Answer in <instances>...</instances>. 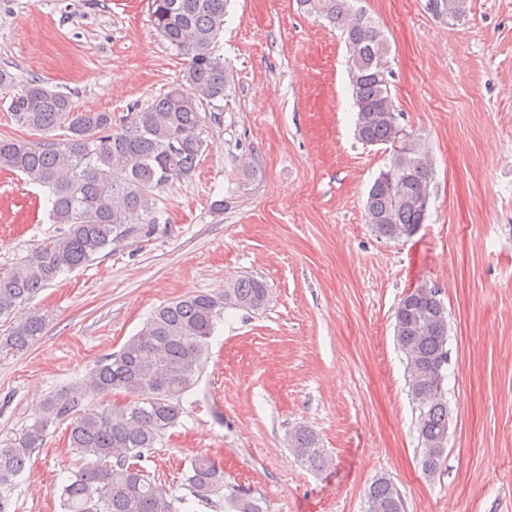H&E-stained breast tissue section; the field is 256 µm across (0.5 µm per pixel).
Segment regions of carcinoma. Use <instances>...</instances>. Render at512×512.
Masks as SVG:
<instances>
[{
	"label": "carcinoma",
	"mask_w": 512,
	"mask_h": 512,
	"mask_svg": "<svg viewBox=\"0 0 512 512\" xmlns=\"http://www.w3.org/2000/svg\"><path fill=\"white\" fill-rule=\"evenodd\" d=\"M230 0H148L151 21L168 45L186 58L181 80L115 128L110 112H75L68 95L41 80L24 85L14 103L16 123L41 139L0 138V169L17 171L49 189V219L65 230L49 237L7 268H0V317L31 300L60 275L91 262L115 241L145 224L159 223L156 192L189 177L208 146L201 110L224 99L228 76L215 46L224 32ZM467 0H426V9L453 25L465 19ZM308 14L342 31L356 114L365 145H385L390 159L379 172L383 184L370 190L365 223L379 238L396 241L424 222L416 200L428 193L433 169L424 147L406 145L396 128L380 118L395 112L384 65L388 44L372 17L354 0H299ZM66 130L57 142L50 134ZM269 298L264 282L243 278L224 291L199 292L157 308L117 353L98 362L87 378L44 400L26 433L0 448V489L24 470L51 424L69 421V447L87 459L63 486L61 512H169L166 491L135 461L155 447L183 413L182 398L198 381L215 324L226 309L259 312ZM402 319L396 337L406 365V384L418 412L416 425L423 470H437L448 447V399L437 391V370L448 362V334L429 323L448 320L439 298L413 292L396 307ZM47 320L33 312L0 336V350L23 352L44 335ZM121 392L125 401L83 407L92 397ZM289 450L309 469L322 471L329 455L306 426L288 431ZM185 486L200 502L224 497L225 512H263L244 491L222 494L224 471L208 456L196 457ZM366 512H404L401 495L386 477L365 492Z\"/></svg>",
	"instance_id": "carcinoma-1"
}]
</instances>
